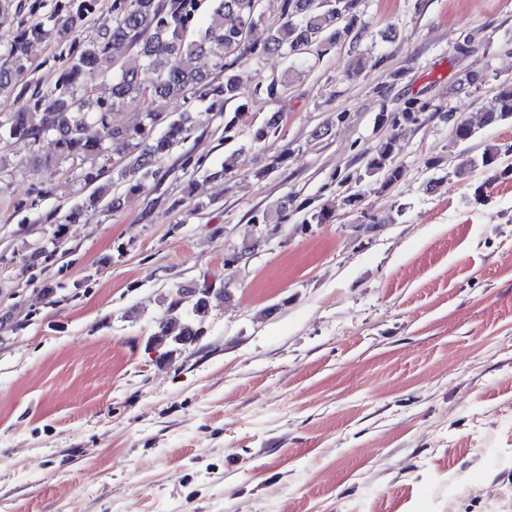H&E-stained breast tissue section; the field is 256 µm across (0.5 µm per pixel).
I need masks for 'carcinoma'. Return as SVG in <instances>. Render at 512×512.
<instances>
[{
  "label": "carcinoma",
  "mask_w": 512,
  "mask_h": 512,
  "mask_svg": "<svg viewBox=\"0 0 512 512\" xmlns=\"http://www.w3.org/2000/svg\"><path fill=\"white\" fill-rule=\"evenodd\" d=\"M254 3L255 0H212L209 25L199 36L189 38L187 32L197 12L196 0H114L112 17L99 23L98 38L69 47L68 66L60 83L52 89H35L26 105L0 117V141L26 140L34 145L51 136L57 158L89 164L85 181H95L110 163L127 191L143 188L146 181L159 177L165 157L194 128L192 112L188 111L169 121L161 134H155L163 102L174 97L211 98L224 104L237 100L245 94L242 65L248 57L271 53L296 57L313 46L326 51L346 40L360 18L361 0H283L280 24L258 45L248 39V32L261 23L255 17ZM28 33L43 37L47 30L36 23ZM26 34L8 47L11 65L0 68V93L14 90L27 74ZM132 46L138 47L136 54L126 55ZM203 55L219 59L224 80L199 69L197 60ZM118 61L120 71L114 75L112 68ZM98 78L112 81V100L97 102V110L93 111L81 90ZM147 93L150 97L136 124L121 128L111 124L110 112ZM429 109L442 111L440 106L433 108L427 102L411 101L393 122L414 124L419 114ZM507 120H512V84L501 86L482 107L479 124L454 122L452 143L468 141L478 127ZM108 141L122 142L127 152L111 160ZM511 152L512 144L485 148L480 166L489 177L476 188V200L483 198L488 182L512 175V167L504 168L501 163L502 157ZM365 176L379 179L383 189L401 179L402 169L392 158V142L380 145L370 157ZM107 194V188H98L88 204L70 212L67 223L79 221ZM335 212V206L323 205L311 212L306 223L329 224ZM207 317L206 312H181L174 301L156 322L151 343L167 347L165 355L171 358L184 344L191 345L203 335L202 324Z\"/></svg>",
  "instance_id": "obj_1"
}]
</instances>
